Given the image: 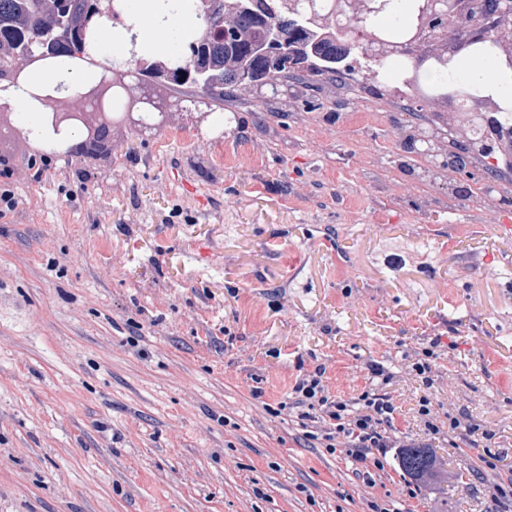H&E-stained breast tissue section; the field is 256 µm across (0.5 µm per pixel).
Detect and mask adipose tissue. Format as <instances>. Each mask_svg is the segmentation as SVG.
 Wrapping results in <instances>:
<instances>
[{
	"instance_id": "adipose-tissue-1",
	"label": "adipose tissue",
	"mask_w": 512,
	"mask_h": 512,
	"mask_svg": "<svg viewBox=\"0 0 512 512\" xmlns=\"http://www.w3.org/2000/svg\"><path fill=\"white\" fill-rule=\"evenodd\" d=\"M197 25V20L188 18L173 22L160 21L157 0H139L137 12L128 16L124 24H100L95 32V39L119 58L123 57L133 40L138 45L147 47L152 57L161 58ZM91 74V67L82 57L59 59L30 70L21 87L7 86L4 95L18 111L27 114L37 140L50 145L54 143L55 137L42 123V116L47 110L45 95L55 90L73 93Z\"/></svg>"
}]
</instances>
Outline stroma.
Returning a JSON list of instances; mask_svg holds the SVG:
<instances>
[{"label":"stroma","instance_id":"stroma-1","mask_svg":"<svg viewBox=\"0 0 512 512\" xmlns=\"http://www.w3.org/2000/svg\"><path fill=\"white\" fill-rule=\"evenodd\" d=\"M166 91V121L114 130L84 193L78 157L37 182L15 166L0 512H491L496 472L449 447L446 417L512 468V181L486 208L481 171L437 175L403 147L401 101L359 86L242 90L220 123L193 86ZM429 345L427 390L409 364ZM374 361L434 476L395 458L356 476L280 412L297 376L324 366L349 398ZM457 432L455 439L449 441L452 448H478L475 447L481 442L482 448H490L494 434L482 430L477 424L461 425L459 419L455 416L448 415V431ZM458 439V440H457Z\"/></svg>","mask_w":512,"mask_h":512}]
</instances>
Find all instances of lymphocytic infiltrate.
<instances>
[{
  "label": "lymphocytic infiltrate",
  "mask_w": 512,
  "mask_h": 512,
  "mask_svg": "<svg viewBox=\"0 0 512 512\" xmlns=\"http://www.w3.org/2000/svg\"><path fill=\"white\" fill-rule=\"evenodd\" d=\"M28 153V147L16 142L0 145V217L18 207L12 183L13 163ZM369 370L372 377L380 379V386L346 399L330 394L324 368L316 367L296 380L288 399V408L295 411L305 437L332 451L347 448L359 475L373 468L383 469L391 452L420 445L395 424L398 408L390 393L383 390L390 382L389 375L377 364L370 365Z\"/></svg>",
  "instance_id": "lymphocytic-infiltrate-1"
}]
</instances>
